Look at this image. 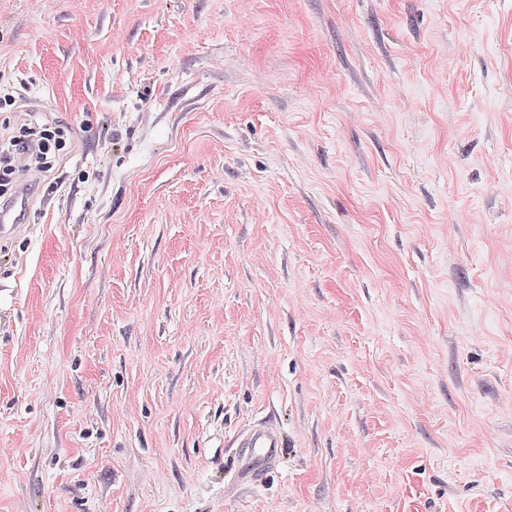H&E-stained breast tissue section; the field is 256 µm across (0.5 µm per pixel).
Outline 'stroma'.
I'll return each instance as SVG.
<instances>
[{
	"label": "stroma",
	"instance_id": "1",
	"mask_svg": "<svg viewBox=\"0 0 512 512\" xmlns=\"http://www.w3.org/2000/svg\"><path fill=\"white\" fill-rule=\"evenodd\" d=\"M1 92L72 145L0 249V512H512V0H0ZM234 446L236 481L255 486L278 465L286 443L275 424L260 422L239 433Z\"/></svg>",
	"mask_w": 512,
	"mask_h": 512
}]
</instances>
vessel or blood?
<instances>
[{"label":"vessel or blood","mask_w":512,"mask_h":512,"mask_svg":"<svg viewBox=\"0 0 512 512\" xmlns=\"http://www.w3.org/2000/svg\"><path fill=\"white\" fill-rule=\"evenodd\" d=\"M30 230L23 196L0 206V243L27 236ZM234 446L237 482L255 486L277 466L286 443L276 425L260 422L239 433Z\"/></svg>","instance_id":"b4317fda"}]
</instances>
